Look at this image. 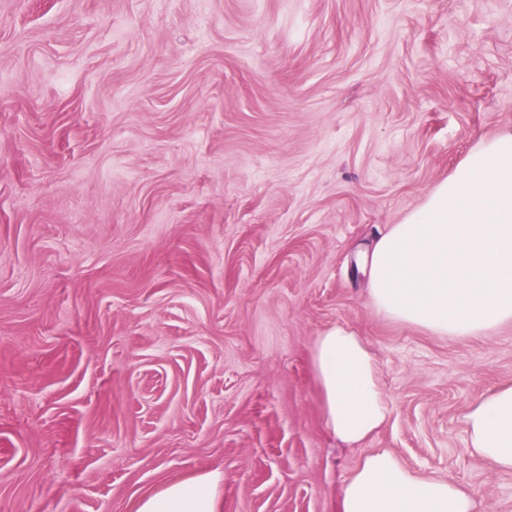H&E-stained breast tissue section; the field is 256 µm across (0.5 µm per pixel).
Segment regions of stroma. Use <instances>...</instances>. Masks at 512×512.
<instances>
[{"label":"stroma","instance_id":"35a3bbf8","mask_svg":"<svg viewBox=\"0 0 512 512\" xmlns=\"http://www.w3.org/2000/svg\"><path fill=\"white\" fill-rule=\"evenodd\" d=\"M512 127V0H0V512H336L371 449L512 512L463 416L512 324L454 341L367 301L355 254ZM390 403L322 420L315 336ZM311 357L326 428L348 446L374 436L390 406L366 341L336 324L315 337ZM218 472L170 482L142 497L133 512H218Z\"/></svg>","mask_w":512,"mask_h":512}]
</instances>
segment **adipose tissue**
I'll return each instance as SVG.
<instances>
[{
	"mask_svg": "<svg viewBox=\"0 0 512 512\" xmlns=\"http://www.w3.org/2000/svg\"><path fill=\"white\" fill-rule=\"evenodd\" d=\"M363 266L369 304L385 316L450 339L512 323V128L480 141L422 204L376 240ZM312 366L326 428L357 446L390 406L366 343L344 325L315 337ZM468 449L512 472V384L481 396L463 418ZM220 475L170 482L135 512H217ZM337 512H493L450 478L420 475L393 452H367L343 485Z\"/></svg>",
	"mask_w": 512,
	"mask_h": 512,
	"instance_id": "obj_1",
	"label": "adipose tissue"
}]
</instances>
